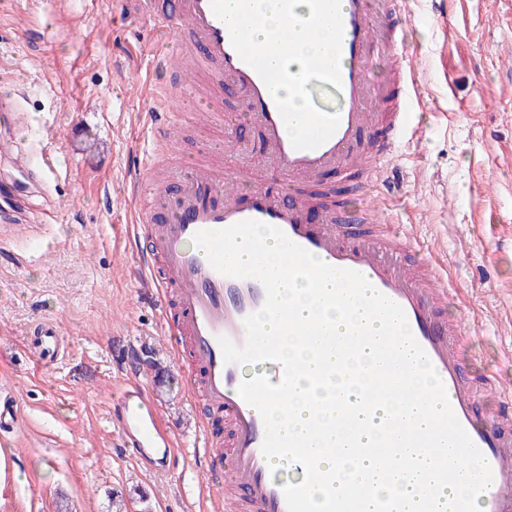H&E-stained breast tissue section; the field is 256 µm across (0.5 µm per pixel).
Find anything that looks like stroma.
I'll return each instance as SVG.
<instances>
[{
	"label": "stroma",
	"mask_w": 512,
	"mask_h": 512,
	"mask_svg": "<svg viewBox=\"0 0 512 512\" xmlns=\"http://www.w3.org/2000/svg\"><path fill=\"white\" fill-rule=\"evenodd\" d=\"M404 47L420 68L419 138L382 163L383 217L448 278V316L469 338L465 370L512 376V0H403ZM454 18L442 30L437 12ZM152 23L114 0H0V94L16 93L32 142L47 128L56 167L28 199L27 222L0 232V392L16 397L12 444L0 446V512H202V406L161 330L134 251L113 233L130 216L113 205L132 163H146L137 114L150 94ZM55 207L58 223L42 212ZM53 324L55 361L27 338ZM142 380L176 434L164 472L119 445L109 412L119 384Z\"/></svg>",
	"instance_id": "obj_1"
}]
</instances>
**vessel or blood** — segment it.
Instances as JSON below:
<instances>
[{
	"instance_id": "vessel-or-blood-1",
	"label": "vessel or blood",
	"mask_w": 512,
	"mask_h": 512,
	"mask_svg": "<svg viewBox=\"0 0 512 512\" xmlns=\"http://www.w3.org/2000/svg\"><path fill=\"white\" fill-rule=\"evenodd\" d=\"M134 2L137 14L154 22L151 62L171 80L152 112L141 117L149 143L169 135L177 104L196 102L202 115L222 114L228 86L236 91L247 121L262 134L259 168L225 164L237 143V130L228 121L223 143L202 147L175 184L158 185L149 163L137 167L124 187L125 197L148 200L130 226V236L142 235L150 242L141 259V277L162 310L164 335L192 368L189 392L200 395L211 413L202 423V470L206 489L221 492L223 512H288L284 481L262 453L263 419L238 392L249 374L280 383L284 367L275 361L248 367L225 363L218 343L222 335L236 345L245 343L243 321L262 308L265 290L257 280L219 273L192 243L198 231L245 220L279 228L332 267L360 272L401 306L458 421L492 468L493 481L478 505L483 512H512V384L488 379L479 386L467 377L462 362L467 335L446 315L443 276L432 263L411 256L407 239L390 231L374 206L357 205L355 223L361 229L356 233L342 221L343 205L332 201H323L317 222L307 216L304 191L319 186L327 172L347 176L372 169L405 135L416 132L415 66L400 47L392 0H310L304 27L326 25L335 35L325 54L309 66L304 83L309 110L299 115L274 90L287 72L267 64L268 58L286 52L288 32L254 39L247 26L228 24L226 0H177L175 9L163 15L156 12V0ZM380 54L400 62L398 83L372 77ZM294 119L305 133L288 135ZM54 168V156L43 151L29 160L24 174L46 183ZM275 178L293 189V197L272 186ZM32 335L41 356H58L59 336L53 327L36 325ZM482 386L498 392L499 404L479 423L474 411ZM16 421L15 398L1 393L0 431L12 432ZM112 423L122 447L137 460L162 467L172 457L175 437L140 381L122 385Z\"/></svg>"
}]
</instances>
